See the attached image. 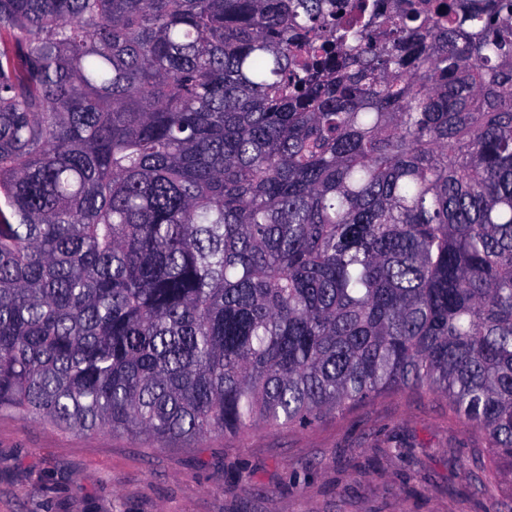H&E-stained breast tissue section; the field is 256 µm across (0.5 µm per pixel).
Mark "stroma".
<instances>
[{
  "label": "stroma",
  "instance_id": "35a3bbf8",
  "mask_svg": "<svg viewBox=\"0 0 512 512\" xmlns=\"http://www.w3.org/2000/svg\"><path fill=\"white\" fill-rule=\"evenodd\" d=\"M487 444L428 392L185 448L0 411V512H492Z\"/></svg>",
  "mask_w": 512,
  "mask_h": 512
}]
</instances>
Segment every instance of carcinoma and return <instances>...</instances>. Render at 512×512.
<instances>
[{"mask_svg":"<svg viewBox=\"0 0 512 512\" xmlns=\"http://www.w3.org/2000/svg\"><path fill=\"white\" fill-rule=\"evenodd\" d=\"M421 390L512 472V0H0V411Z\"/></svg>","mask_w":512,"mask_h":512,"instance_id":"carcinoma-1","label":"carcinoma"}]
</instances>
